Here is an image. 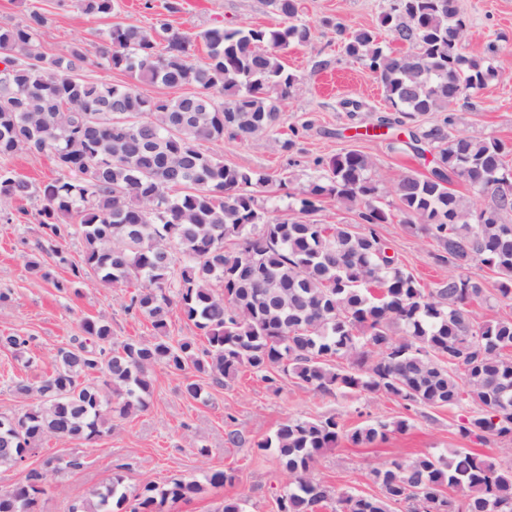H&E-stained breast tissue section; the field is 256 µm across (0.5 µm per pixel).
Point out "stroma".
I'll use <instances>...</instances> for the list:
<instances>
[{
	"mask_svg": "<svg viewBox=\"0 0 512 512\" xmlns=\"http://www.w3.org/2000/svg\"><path fill=\"white\" fill-rule=\"evenodd\" d=\"M168 0H119L107 18L93 19L82 13L79 0H0V26L20 22L27 9L41 10L48 24L39 37L41 52L54 55L75 41L87 48L99 43L103 32L122 23L152 30L167 25L172 31L196 34L217 26L277 28L283 21L265 0H178L176 11H168ZM299 18L315 29L311 44L291 46L281 57L297 78L296 89L280 104L282 121L277 137L247 140L225 138L205 143V150L221 156L226 164L268 172L288 173L294 186L321 177L314 158H331L340 151L359 149L371 156L372 178L381 184L380 202L396 210L397 181L405 174H430L431 159H421L403 150L394 138H367L363 132L376 119L390 115L383 87L362 63L348 58L336 39L335 23L351 28L377 30L383 44L392 45L380 18L392 0H299ZM468 31L460 50L469 57L485 59L495 77L479 93L461 97L455 106V133L484 138L496 136L512 144V0H459ZM363 102L362 111L350 112L343 99ZM299 136H292V128ZM294 137L295 146L282 152L277 141ZM39 197L0 207V292L8 293L0 303V334L18 332L30 336L25 358L0 349V413H18L27 399L18 397L11 381L18 376L39 379L55 366L57 351L72 338L82 336L84 319L107 321L112 340H149L154 330L148 318L125 310L132 289L124 284L106 285L86 277L76 290L58 291L55 281L71 279L69 267L50 265L52 278L36 279L27 267L31 257L41 256L43 239L37 212ZM381 238L401 263L422 279L425 288L446 279L452 269L438 261L437 244L406 225L396 222L378 227ZM463 275L481 281L485 298L474 303L479 319L512 316V303L496 291L498 276L474 263ZM184 376L155 368L153 389L146 411L114 419L112 428L93 443L50 438L24 463L0 467V490L22 481L30 469L57 457H81L82 469L61 476L47 474L40 512H69L70 507L96 490L113 473L125 477L128 490L145 485L162 486L185 478L201 485L191 499L167 503L165 512H217L228 498L241 500L245 512H277L276 500L291 477L273 452H262L259 441L271 436L288 418L333 415L353 428L376 419L409 418L404 432L388 434L368 445L341 441L318 457L311 475L335 493L349 492L369 497L381 494L370 475L372 468L393 459H411L427 453H447L466 448L504 464H512V441L482 442L464 439L459 427L470 413L468 406L405 409L393 396L363 393L356 397L321 395L303 390L289 375H278L268 383L250 370L218 386L204 380L201 399L183 392ZM240 440L227 441L229 431ZM231 474L232 482L213 487V471Z\"/></svg>",
	"mask_w": 512,
	"mask_h": 512,
	"instance_id": "35a3bbf8",
	"label": "stroma"
}]
</instances>
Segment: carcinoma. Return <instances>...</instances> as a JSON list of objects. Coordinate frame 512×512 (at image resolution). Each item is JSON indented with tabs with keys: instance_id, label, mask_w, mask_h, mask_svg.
Listing matches in <instances>:
<instances>
[{
	"instance_id": "obj_1",
	"label": "carcinoma",
	"mask_w": 512,
	"mask_h": 512,
	"mask_svg": "<svg viewBox=\"0 0 512 512\" xmlns=\"http://www.w3.org/2000/svg\"><path fill=\"white\" fill-rule=\"evenodd\" d=\"M116 0H80L91 18L110 15ZM287 25L278 29L213 27L196 36L161 26L155 35L114 24L106 44L90 56L83 43L47 56L38 39L47 23L32 9L15 25L0 26V159L33 151L55 161L63 175L40 187L0 165V200L40 193L39 224L46 243L74 277L93 274L104 283L137 287L127 310L146 316L150 341L116 345L109 324L82 323L85 338L62 347L54 370L38 384L16 377L15 394L36 397L17 414L0 413V465L17 466L47 438L94 442L115 417L147 408L152 371L197 372L221 384L244 365L272 383V372L291 374L322 395L370 392L393 395L406 409L457 407L471 414L463 438L512 439V318L479 320L471 304L485 288L450 275L425 289L387 253L377 227L393 218L442 249L453 268L479 262L499 275L497 291L512 300V195L500 190L505 143L495 137L452 135L454 105L482 90L494 76L483 60L467 58L459 43L467 29L458 0H395L380 19L397 50L378 33L338 23L347 56L371 70L395 116L381 125L403 126L419 115L443 117L409 131L403 145L435 151L429 176H403L395 186L397 214L378 205L379 181L371 157L350 149L329 161L313 160L325 175L288 197H299L304 220H282L259 203L256 189L282 178L231 166L200 148L224 134L273 136L280 102L296 78L279 51L310 44L315 31L298 20V0H266ZM205 60H191L196 42ZM122 70L139 81L191 86L185 99L152 98L132 86L87 80L88 65ZM70 173L80 177L72 179ZM464 181L484 208L467 204L450 188ZM357 210L356 224L309 219L325 198ZM84 241L80 262L63 241ZM201 331L207 347L169 334L173 311ZM29 337L0 335V348L26 353ZM409 420H376L346 429L334 416L288 418L257 443L274 450L292 482L277 498L278 512H512V465L503 467L466 448L450 456L423 454L370 470L382 496L337 495L310 477L317 457L342 439L371 444L404 432ZM43 474L30 470L0 490V512H39ZM450 493H445V489ZM193 480L146 485L131 495L116 474L70 512H163L168 502L199 493Z\"/></svg>"
}]
</instances>
